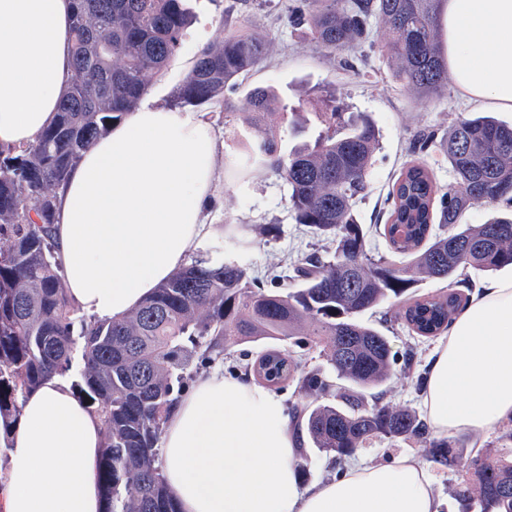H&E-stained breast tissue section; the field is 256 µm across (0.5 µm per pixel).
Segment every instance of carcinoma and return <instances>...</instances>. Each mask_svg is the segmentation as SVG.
<instances>
[{
	"instance_id": "1",
	"label": "carcinoma",
	"mask_w": 512,
	"mask_h": 512,
	"mask_svg": "<svg viewBox=\"0 0 512 512\" xmlns=\"http://www.w3.org/2000/svg\"><path fill=\"white\" fill-rule=\"evenodd\" d=\"M300 2L299 20L320 48L352 51L377 39L415 95L448 89L438 26L444 0ZM71 3L72 77L57 119L27 147L0 150V426L9 428L23 398L47 377L69 373L78 356L73 388L104 428L102 512H179L164 482L159 442L193 364L219 360L235 343L269 341L277 346L246 368L269 388L296 383L297 426L332 464L383 437L421 440L439 463L455 466L456 448L430 438L413 409L366 401L365 390L390 377L396 354L362 316L421 279L446 280L449 292L412 296L401 314L415 335L440 336L466 304L452 289L468 286L464 269L512 266V214L461 223L476 203L512 207V126L479 115L454 122L440 138L422 134L418 149L439 147L454 182L441 189L428 167L406 162L384 200L387 221L376 225L388 254L376 257L355 211L380 148L373 120L336 111L332 95L309 113L272 88H254L230 130L237 149L224 154L227 180L246 184L258 172H276L294 222L314 240L311 252L289 258L272 276L282 287L268 289L237 258L200 251L126 316L92 321L65 292L53 239L57 195L83 152L140 105L181 51L193 11L188 0ZM268 53L265 38L243 30L203 46L174 106H200L236 88ZM284 121L297 131L313 122L321 130L285 150L278 133ZM277 228L272 221L226 224L224 236L246 250L247 232L263 238ZM316 349L346 386L294 357ZM473 476L476 486L464 480L453 490L459 512H512V459L477 460Z\"/></svg>"
}]
</instances>
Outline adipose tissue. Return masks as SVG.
Listing matches in <instances>:
<instances>
[{
	"instance_id": "1",
	"label": "adipose tissue",
	"mask_w": 512,
	"mask_h": 512,
	"mask_svg": "<svg viewBox=\"0 0 512 512\" xmlns=\"http://www.w3.org/2000/svg\"><path fill=\"white\" fill-rule=\"evenodd\" d=\"M69 0H0V148L31 143L71 78ZM445 55L470 101L512 110V0H445ZM223 146L202 115L142 103L72 168L55 236L67 296L99 320L123 317L214 233ZM433 433L481 434L512 418V279L489 282L434 354L422 391ZM103 426L58 375L8 433L0 512H102ZM299 433L282 400L217 367L172 407L165 477L181 512H440L427 467L402 456L303 485Z\"/></svg>"
}]
</instances>
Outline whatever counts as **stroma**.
Masks as SVG:
<instances>
[{
  "label": "stroma",
  "mask_w": 512,
  "mask_h": 512,
  "mask_svg": "<svg viewBox=\"0 0 512 512\" xmlns=\"http://www.w3.org/2000/svg\"><path fill=\"white\" fill-rule=\"evenodd\" d=\"M190 4L195 20L189 38L181 53L170 61L165 74L151 83L147 100L171 107L173 92L196 51L222 40L227 31L247 28L260 33L270 45L267 60L251 71L237 90L204 104V111L224 141L229 138V125L235 124L244 106L246 93L256 87L274 88L288 102H303L308 112L317 109L321 100L332 93L346 111L368 113L380 131L381 149L369 172L370 192L356 210L359 223L369 231L370 251L385 252L384 239L373 234L372 227L380 221L389 185L410 158L411 141L424 129L444 132L456 118L478 112V105L470 102L453 83L444 95L416 98L379 48L346 55L328 54L316 45L306 28L293 23L298 0H190ZM217 200L212 221L218 230L209 243L211 249L237 256L259 269L287 259L290 253L307 250L310 239L299 232L288 210L283 182L274 172H260L244 186H219ZM271 219L278 220L279 234L256 239L245 252L237 251L222 232L227 224H261ZM403 305V299H389L375 312L367 313L365 319L389 338L398 355L415 349L414 367L406 374L401 365H394L391 377L382 386L368 390L366 396L372 403L418 411L422 408L419 384L427 376L429 359L439 340L412 335L400 318ZM451 442L460 450L459 461L451 469L436 462L424 443L413 439H376L360 449L356 458L367 464H384L403 454L418 456L429 469L442 512H458L451 487L471 476L470 463L476 456L512 450V419L479 435L458 434Z\"/></svg>",
  "instance_id": "35a3bbf8"
}]
</instances>
